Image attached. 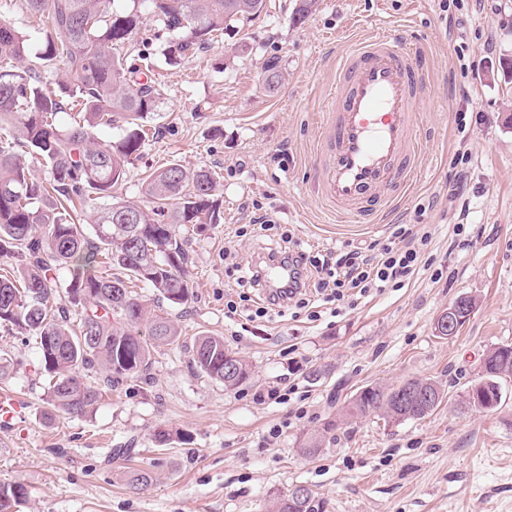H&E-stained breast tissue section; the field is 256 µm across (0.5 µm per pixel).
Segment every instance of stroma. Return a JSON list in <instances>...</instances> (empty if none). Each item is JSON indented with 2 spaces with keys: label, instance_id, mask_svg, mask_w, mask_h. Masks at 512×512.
Masks as SVG:
<instances>
[{
  "label": "stroma",
  "instance_id": "stroma-1",
  "mask_svg": "<svg viewBox=\"0 0 512 512\" xmlns=\"http://www.w3.org/2000/svg\"><path fill=\"white\" fill-rule=\"evenodd\" d=\"M295 4L265 0L174 66L162 55L168 32L143 16L126 63L157 78L163 100L114 195L147 207L149 173L206 167L218 177L220 221L179 228L192 259L186 304L138 290L179 326V342L153 350L150 383L112 389L86 415L45 418L34 338L0 329L11 363L0 394L19 406L0 422V484L27 488L18 512H268L272 494L298 485L321 512H512V379L495 412L465 403L486 353L512 344V72L502 68L512 61V0H316L300 24ZM385 27L425 43L440 96L421 108L422 161L400 208L339 224L311 190L322 99L338 54ZM269 62L279 74L272 88ZM259 212L271 226H254ZM403 224L431 235L404 287L350 297L337 316L326 302L315 319L292 305L255 316L243 271L280 250L283 235L323 252L386 244ZM464 293L477 298L475 311L440 338L435 319ZM228 294L245 295L237 312L226 311ZM202 333L248 361V383L227 389L197 372L191 347ZM411 378L444 386L431 415L391 423L372 413L316 456L301 453L357 390ZM270 389L286 402L255 400ZM115 448L131 454L112 456ZM135 468L154 475L140 491L125 481Z\"/></svg>",
  "mask_w": 512,
  "mask_h": 512
}]
</instances>
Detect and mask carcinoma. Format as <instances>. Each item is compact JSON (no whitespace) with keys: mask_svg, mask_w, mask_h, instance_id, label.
Segmentation results:
<instances>
[{"mask_svg":"<svg viewBox=\"0 0 512 512\" xmlns=\"http://www.w3.org/2000/svg\"><path fill=\"white\" fill-rule=\"evenodd\" d=\"M27 10L47 19L40 37L42 66H63L59 91L43 89L40 76L17 63L28 53L32 35L0 22V257L17 259L0 274V326L35 337L39 369L50 377V412L81 416L93 408L102 390L136 378L149 380L151 349L180 338L179 327L151 315L131 283L153 288L174 305L192 297L189 255L177 239L180 224L202 230L218 220L215 173L205 167L188 171L178 163L154 171L146 180L155 206L112 202L132 156L146 139L144 123L159 107L158 85L142 80L126 66L120 49L139 33L141 13L164 25L170 39L163 50L168 63L193 57L215 33L232 22L262 11L264 0H132L133 9L114 11L111 0H24ZM77 110L72 121L60 115ZM119 127L117 142H99V127ZM46 168L38 178L30 159ZM177 206L169 208V201ZM91 233H86L85 225ZM111 269L107 273L104 268ZM62 288L69 305H47ZM149 323L150 340L135 331ZM224 338L202 334L192 346L195 368L224 387L249 379V365L238 360L240 375L224 378ZM103 373V387L84 381ZM512 376V346L491 349L485 372L472 383L489 400L478 412L499 402L494 391ZM394 387L358 390L336 420L303 443L314 455L342 420L385 411ZM27 497L21 484L0 485V512ZM310 499L276 494L270 512H310Z\"/></svg>","mask_w":512,"mask_h":512,"instance_id":"obj_1","label":"carcinoma"}]
</instances>
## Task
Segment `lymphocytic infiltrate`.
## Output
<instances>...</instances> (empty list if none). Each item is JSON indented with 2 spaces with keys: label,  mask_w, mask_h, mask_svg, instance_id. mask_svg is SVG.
<instances>
[{
  "label": "lymphocytic infiltrate",
  "mask_w": 512,
  "mask_h": 512,
  "mask_svg": "<svg viewBox=\"0 0 512 512\" xmlns=\"http://www.w3.org/2000/svg\"><path fill=\"white\" fill-rule=\"evenodd\" d=\"M427 242V232L401 227L395 232L392 242L369 255L359 251L337 255L289 251L283 259L289 268L287 281L269 292L255 314L265 316L268 307L290 301L301 307L308 306L306 286L313 273L318 276L317 290L328 293L336 302L354 294L363 296L373 291L400 287L419 272Z\"/></svg>",
  "instance_id": "lymphocytic-infiltrate-1"
}]
</instances>
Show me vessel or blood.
<instances>
[{
  "label": "vessel or blood",
  "mask_w": 512,
  "mask_h": 512,
  "mask_svg": "<svg viewBox=\"0 0 512 512\" xmlns=\"http://www.w3.org/2000/svg\"><path fill=\"white\" fill-rule=\"evenodd\" d=\"M432 96L421 41L393 33L342 55L323 106L313 187L345 216L366 220L412 185L419 112Z\"/></svg>",
  "instance_id": "b4317fda"
}]
</instances>
